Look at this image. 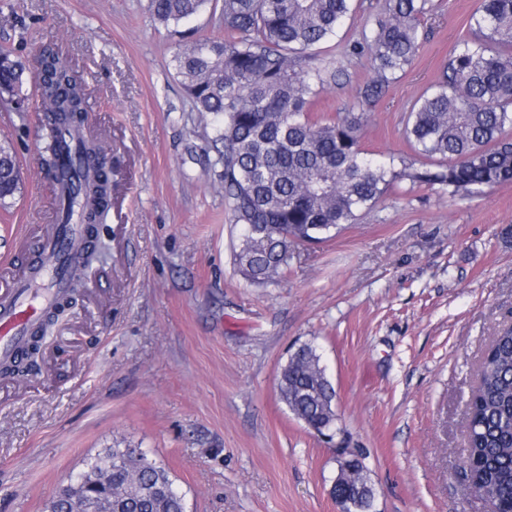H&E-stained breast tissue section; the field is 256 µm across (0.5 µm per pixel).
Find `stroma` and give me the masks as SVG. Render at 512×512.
<instances>
[{
  "label": "stroma",
  "instance_id": "35a3bbf8",
  "mask_svg": "<svg viewBox=\"0 0 512 512\" xmlns=\"http://www.w3.org/2000/svg\"><path fill=\"white\" fill-rule=\"evenodd\" d=\"M412 67L370 111L362 143L403 152L402 121L468 34L476 0H433ZM207 9L154 22L149 0H0V46L47 44L84 75L89 130L108 148L112 207L81 295L37 370L0 377V512L48 501L109 448L165 467L187 512H337L338 448H360L375 512H488L463 465L485 351L512 328V185L465 199L403 182L335 238L303 243L276 285L245 280L222 168L172 66L179 44L223 35ZM344 75L314 110L350 106L372 73L328 43ZM0 103L21 191L0 220L18 268L54 196L41 166V98ZM312 345L336 390L326 443L279 399L289 354Z\"/></svg>",
  "mask_w": 512,
  "mask_h": 512
}]
</instances>
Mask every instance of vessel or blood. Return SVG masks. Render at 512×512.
<instances>
[{
    "label": "vessel or blood",
    "mask_w": 512,
    "mask_h": 512,
    "mask_svg": "<svg viewBox=\"0 0 512 512\" xmlns=\"http://www.w3.org/2000/svg\"><path fill=\"white\" fill-rule=\"evenodd\" d=\"M83 228L48 224L38 237L33 269L14 273L10 260L0 261V361H11L37 327L46 308L72 288L68 273L78 267Z\"/></svg>",
    "instance_id": "1"
}]
</instances>
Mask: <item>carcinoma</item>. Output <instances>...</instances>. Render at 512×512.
Masks as SVG:
<instances>
[{
  "instance_id": "obj_1",
  "label": "carcinoma",
  "mask_w": 512,
  "mask_h": 512,
  "mask_svg": "<svg viewBox=\"0 0 512 512\" xmlns=\"http://www.w3.org/2000/svg\"><path fill=\"white\" fill-rule=\"evenodd\" d=\"M211 0H150V12L168 26L205 11ZM362 8L360 0H222L226 36L180 45L173 69L198 119L210 123L224 172V201L238 227L234 264L254 284L275 283L288 268L292 247L333 237L408 181L469 197L512 183V0H477L470 36L451 50L434 88L405 113L402 136L414 158L366 150L365 109L410 67L425 39L431 0H381L375 23L347 44L351 56L371 62L374 77L338 118L311 116L319 94L343 71L320 46L341 37ZM42 82L43 164L53 181L62 150L78 156L70 182L55 187V221L97 231L110 208L93 188L107 168L105 146L89 137L88 93L82 74L58 51L37 58ZM26 63L0 48V99L25 100ZM11 147L0 145V207L20 192ZM281 398L307 428L332 422V388L309 344L284 367ZM465 463L472 481L490 493L493 512H512V329L494 337L480 384L467 410ZM130 449L98 457L84 480L112 497L110 512H186L184 496L165 468ZM129 458L120 468L112 459ZM348 499L366 494V481L336 487Z\"/></svg>"
}]
</instances>
